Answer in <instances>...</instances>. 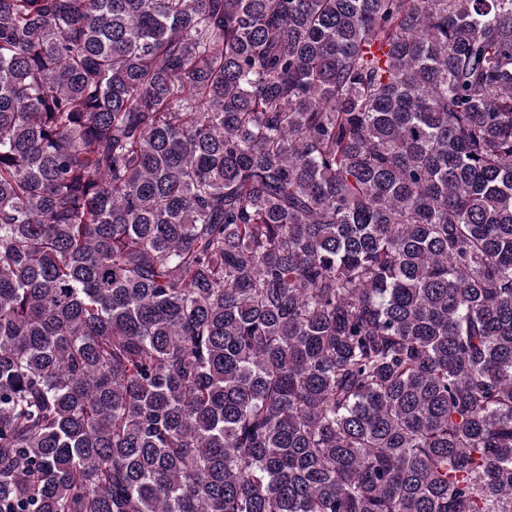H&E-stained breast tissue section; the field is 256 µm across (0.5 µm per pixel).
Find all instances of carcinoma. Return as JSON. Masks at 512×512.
<instances>
[{
	"label": "carcinoma",
	"instance_id": "carcinoma-1",
	"mask_svg": "<svg viewBox=\"0 0 512 512\" xmlns=\"http://www.w3.org/2000/svg\"><path fill=\"white\" fill-rule=\"evenodd\" d=\"M0 512H512V0H0Z\"/></svg>",
	"mask_w": 512,
	"mask_h": 512
}]
</instances>
